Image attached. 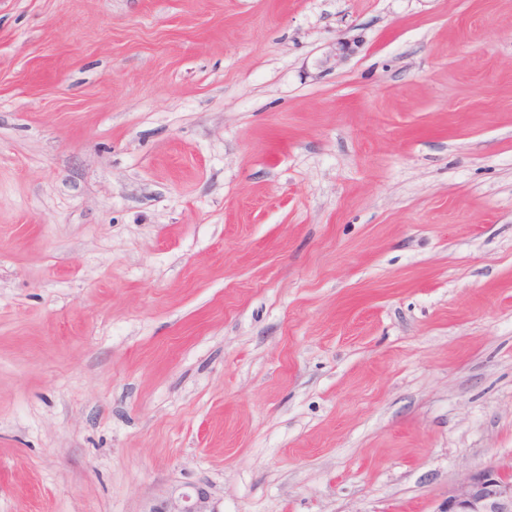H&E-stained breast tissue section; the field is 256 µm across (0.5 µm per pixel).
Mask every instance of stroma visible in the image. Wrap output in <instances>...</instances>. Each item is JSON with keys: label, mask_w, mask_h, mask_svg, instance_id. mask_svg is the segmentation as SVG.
<instances>
[{"label": "stroma", "mask_w": 512, "mask_h": 512, "mask_svg": "<svg viewBox=\"0 0 512 512\" xmlns=\"http://www.w3.org/2000/svg\"><path fill=\"white\" fill-rule=\"evenodd\" d=\"M512 478V0H0V512H439ZM512 512V481L498 470L466 472L448 490L444 511ZM173 487L150 502L143 512H219L209 490L202 485Z\"/></svg>", "instance_id": "1"}]
</instances>
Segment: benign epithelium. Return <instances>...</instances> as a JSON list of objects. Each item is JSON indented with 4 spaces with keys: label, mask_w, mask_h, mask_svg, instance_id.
<instances>
[{
    "label": "benign epithelium",
    "mask_w": 512,
    "mask_h": 512,
    "mask_svg": "<svg viewBox=\"0 0 512 512\" xmlns=\"http://www.w3.org/2000/svg\"><path fill=\"white\" fill-rule=\"evenodd\" d=\"M144 512H219L202 485L173 487L150 502ZM444 512H512V480L487 468L466 472L448 490Z\"/></svg>",
    "instance_id": "7a95c632"
}]
</instances>
